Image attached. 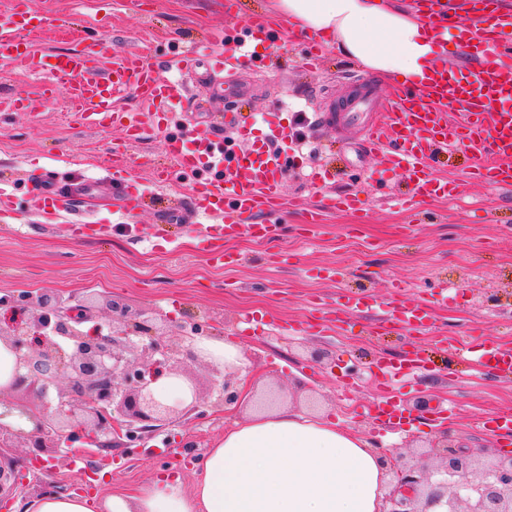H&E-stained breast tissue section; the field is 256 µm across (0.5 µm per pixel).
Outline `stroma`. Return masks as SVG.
<instances>
[{"label":"stroma","instance_id":"35a3bbf8","mask_svg":"<svg viewBox=\"0 0 512 512\" xmlns=\"http://www.w3.org/2000/svg\"><path fill=\"white\" fill-rule=\"evenodd\" d=\"M27 2L51 22L39 40L46 53L83 48L86 38L99 33L105 55L142 50L147 62L160 65L166 79L180 77L169 65L176 53L188 48L205 53L207 43L223 39L232 22L224 14L225 0H139L134 7L123 0ZM239 3V22L265 17L280 34L276 45L252 48V67L238 75L242 83L265 78L258 92L242 100V112L259 119L279 112L295 120L300 113H313L321 96H333L338 105L347 100L348 80L364 74L363 66L332 48L318 71L307 70L305 33L272 13L270 0ZM184 80L199 105L188 119L191 129L224 131L223 97L193 78ZM39 85L27 60L0 71V98L15 97L26 104L0 126V180L13 192L10 210L0 212V296L50 290L77 303L109 293L133 309L188 329L201 327L210 337L237 340L253 377L263 381L261 393L289 398L306 413H326L382 448L426 445L447 433L459 447L512 453V444L499 443L475 424L478 418L512 411V383L450 359L446 352V339L466 341L479 332L512 349V191L466 182L469 153L459 150L439 159L437 176L461 181L462 188L454 199L425 204L435 219L423 223L394 204L410 189L404 172H383L372 157L356 165L354 137L340 141L335 131L298 124L304 157L334 170V186L311 185L297 162L288 160L283 177L286 212L278 236L256 246L247 235L232 242L239 262L224 268L197 250V224H180L174 243L157 240L164 216L187 211V197L177 180H170L167 196L154 194L153 170L165 161L160 143L129 147L131 170L152 195L133 216L120 215L124 189L112 178V146L124 141L123 131L74 123L66 89L57 88L47 102ZM37 167L55 170L63 182L98 180L103 190L78 204L70 218L42 223L39 204L26 185L28 172ZM335 190L356 192L366 201L365 223H358L351 212L334 213L326 234L306 240L299 204L320 203ZM73 221L101 222L111 225L112 232L102 240H77L68 228ZM317 268L336 270L337 275L311 277ZM400 283L406 296L419 300L427 298L430 287L447 288V301L432 307V326L412 334H375L371 317L360 314L348 316L344 327L319 334L276 331L277 326L312 318L314 311L306 306L309 296L332 299L351 292L385 298ZM252 311L264 314L272 327L256 336L240 335L239 323ZM412 349L423 352L432 370L417 385L401 390L407 422L387 431L372 416L377 387L366 376L369 368L397 361ZM188 369L196 383L198 418L170 424L150 439L114 446L107 454L85 451L84 471L60 467L50 473V481L96 497L131 490L162 474L180 477L185 487H192L209 449L223 439L225 430L244 420L251 406L225 412L216 403L211 368L192 362ZM351 376L365 377L366 382L348 412L341 383ZM442 401L452 402L458 412L447 425L434 422L429 412Z\"/></svg>","mask_w":512,"mask_h":512}]
</instances>
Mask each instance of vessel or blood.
Wrapping results in <instances>:
<instances>
[{
	"label": "vessel or blood",
	"mask_w": 512,
	"mask_h": 512,
	"mask_svg": "<svg viewBox=\"0 0 512 512\" xmlns=\"http://www.w3.org/2000/svg\"><path fill=\"white\" fill-rule=\"evenodd\" d=\"M424 13L431 30L445 34L453 27L446 0H427ZM28 18L16 10L8 21L0 23V67H7L18 51H25L34 73L45 74L47 89L63 85L68 89V104L86 127L121 125L128 140H160L165 153L177 162L182 180L192 199V211L200 226L197 248L218 264L234 263L225 242L249 233L273 238L279 232L282 200L283 127L269 122L267 130L254 128L252 122L236 124L239 141L247 151L228 155L223 139L199 134L194 148H185L183 133L173 126L176 110L185 101L179 82L160 78L133 50L116 52L111 62L103 60L102 43L91 51L56 53L51 64L32 44L21 43L18 30ZM231 50L215 55L214 72L235 73L249 57V48L257 41H274L271 28L244 23L229 32ZM466 52L479 54L483 67L466 82L459 81L452 67L438 64L419 85L401 89L388 116H381L371 93L365 91V78H358V90L352 91L342 112L319 113L317 123L344 133L356 128L364 151L381 154L391 167L405 171L412 183L411 193L402 199L409 211L435 197L456 196L454 181L431 174L435 154L463 149L472 155V175L489 184L512 188V10L491 8L476 16L469 27ZM134 91L145 104L153 105L152 121H144L140 110L118 106V97ZM114 177L124 178L127 189L124 207L134 211L142 207L145 192L140 182L114 167ZM32 192L42 203V212L53 216L61 210L68 193L52 190L35 173L30 177ZM328 211L365 214L363 201L355 195L327 197L322 207L306 208L303 229L314 235L324 227ZM342 312H372L377 326L396 325L411 331L427 326L426 306L417 300L391 298L380 300L361 294L342 296L337 305ZM452 350L472 360L476 366L512 379V350L488 339L473 338L452 343ZM420 351H412L397 363L381 370L383 382L415 376L425 371ZM481 424L498 439L512 440V413H498L482 419Z\"/></svg>",
	"instance_id": "1"
}]
</instances>
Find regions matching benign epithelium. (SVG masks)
<instances>
[{"instance_id":"7a95c632","label":"benign epithelium","mask_w":512,"mask_h":512,"mask_svg":"<svg viewBox=\"0 0 512 512\" xmlns=\"http://www.w3.org/2000/svg\"><path fill=\"white\" fill-rule=\"evenodd\" d=\"M0 310V340L17 357L9 392L27 394L19 401L0 397V447L27 449L11 469L14 480L33 467L69 465L76 443L110 450L114 436L140 441L171 417L197 411L195 404L178 409L160 402L152 385L165 373H185L200 328L189 334L105 294L84 300L77 312L52 291L16 293L0 298ZM102 311L107 319L100 322ZM239 399L237 389L220 384L217 403ZM381 454L390 476L384 512H432L440 505L444 512H512V456L455 448L446 435L408 455L396 448Z\"/></svg>"}]
</instances>
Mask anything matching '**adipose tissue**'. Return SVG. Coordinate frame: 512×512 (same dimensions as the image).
Returning <instances> with one entry per match:
<instances>
[{
    "label": "adipose tissue",
    "instance_id": "adipose-tissue-1",
    "mask_svg": "<svg viewBox=\"0 0 512 512\" xmlns=\"http://www.w3.org/2000/svg\"><path fill=\"white\" fill-rule=\"evenodd\" d=\"M274 8L386 77L419 80L437 59L430 29L393 0H274ZM191 350L242 386L249 361L240 344L203 336ZM387 481L368 440L284 404L225 432L193 490L158 477L95 500L45 492L21 512H382Z\"/></svg>",
    "mask_w": 512,
    "mask_h": 512
}]
</instances>
